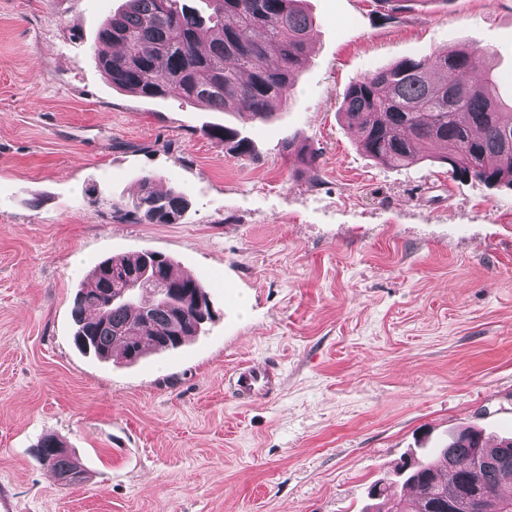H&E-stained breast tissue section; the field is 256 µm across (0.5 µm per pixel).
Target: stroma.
<instances>
[{
  "instance_id": "stroma-1",
  "label": "stroma",
  "mask_w": 512,
  "mask_h": 512,
  "mask_svg": "<svg viewBox=\"0 0 512 512\" xmlns=\"http://www.w3.org/2000/svg\"><path fill=\"white\" fill-rule=\"evenodd\" d=\"M120 2L0 0V495L17 512H361L403 456L470 426L512 436V188L376 163L339 113L364 74L465 45L511 99L512 0H307L306 63L266 122L113 88L94 53ZM147 173L183 193L182 218L112 220ZM141 251L200 278L212 319L135 364L81 353L89 270ZM259 361L280 388L241 403L229 379ZM45 435L83 484L33 457ZM202 132L209 138L224 144V148L238 157L249 156L252 152L250 141L245 136H241L237 129L221 124H211ZM282 150L288 157L295 156L300 158L303 164L306 165L307 170L312 174V177L318 175V156L313 151H307L303 146H300L293 136H285L281 141Z\"/></svg>"
}]
</instances>
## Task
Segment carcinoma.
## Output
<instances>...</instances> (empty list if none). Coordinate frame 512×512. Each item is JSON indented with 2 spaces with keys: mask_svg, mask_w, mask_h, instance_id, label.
<instances>
[{
  "mask_svg": "<svg viewBox=\"0 0 512 512\" xmlns=\"http://www.w3.org/2000/svg\"><path fill=\"white\" fill-rule=\"evenodd\" d=\"M202 13L189 0H124L99 27L100 43L121 47L96 53V64L113 87L142 98L178 96L212 112L231 108L248 119L266 121L276 102L294 95L295 77L306 60L314 19L304 0H204ZM477 76L462 82L458 75ZM499 79L490 52L478 46L448 49L424 58L404 59L366 74L346 91L340 112L360 146L383 165H405L431 157L448 165L454 179L512 188V102L497 94ZM203 134L242 157L250 141L234 128L211 124ZM282 150L318 178V156L293 136ZM155 176H142V193L130 202H112V217L145 224H170L188 207L183 194L153 188ZM147 253L112 257L88 272V287L72 307L75 342L84 354L109 359L118 353L134 363L161 352L174 332L176 317L193 316L195 301L207 297L204 283L173 275L169 256L146 261ZM181 289L177 302L159 296L152 308L142 299L144 283ZM129 289L111 301L108 289ZM38 460L51 465L58 481L78 485L84 470L63 444L42 438ZM512 474V439L495 447L483 434L467 430L417 460L405 458L395 470L417 489L409 501L374 483L363 512H512V497L500 495L501 475Z\"/></svg>",
  "mask_w": 512,
  "mask_h": 512,
  "instance_id": "obj_1",
  "label": "carcinoma"
}]
</instances>
